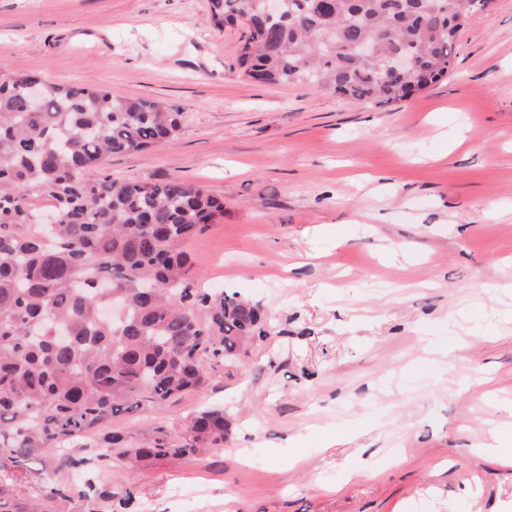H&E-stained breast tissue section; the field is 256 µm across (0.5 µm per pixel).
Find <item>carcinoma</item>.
Here are the masks:
<instances>
[{"mask_svg":"<svg viewBox=\"0 0 512 512\" xmlns=\"http://www.w3.org/2000/svg\"><path fill=\"white\" fill-rule=\"evenodd\" d=\"M283 0L269 20L262 0H208L207 22L249 31L236 56L242 76L305 83L358 104H396L448 74L459 32L485 0ZM371 45L367 55L355 51ZM409 55V70L390 59ZM0 79V472L27 473L51 446L91 438L112 418L204 389L219 366L244 364L269 335L262 307L237 291L206 288L186 245L224 215V200L179 180L119 181L109 157L171 139L180 114L103 86L43 82L38 108L25 86ZM52 201L42 224L29 199ZM127 317L104 315L113 297ZM222 408H206L173 437L152 428L143 440L107 431L96 440L133 467L144 460L203 458L231 434ZM56 455L49 500L89 497L59 477L89 466ZM0 512L21 506L0 489Z\"/></svg>","mask_w":512,"mask_h":512,"instance_id":"carcinoma-1","label":"carcinoma"}]
</instances>
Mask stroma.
<instances>
[{"label": "stroma", "instance_id": "obj_1", "mask_svg": "<svg viewBox=\"0 0 512 512\" xmlns=\"http://www.w3.org/2000/svg\"><path fill=\"white\" fill-rule=\"evenodd\" d=\"M245 34L211 27L207 0H0V73L180 112L174 139L106 168L223 197L192 269L270 325L201 392L112 420L176 436L221 406L222 453L127 470L83 449L75 481L97 493L53 512H512V457L489 447L512 424V0L470 18L445 77L388 106L244 80ZM52 464L0 486L42 495Z\"/></svg>", "mask_w": 512, "mask_h": 512}]
</instances>
